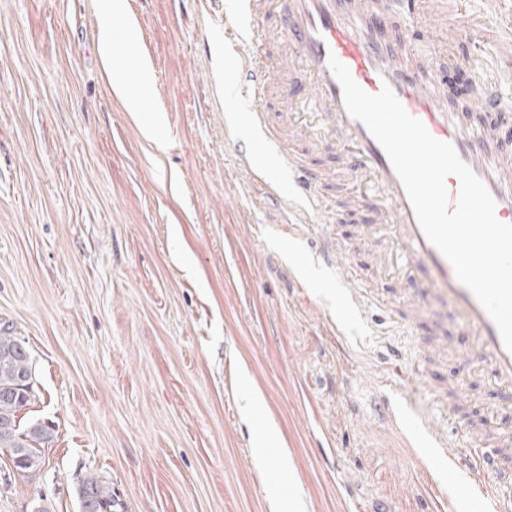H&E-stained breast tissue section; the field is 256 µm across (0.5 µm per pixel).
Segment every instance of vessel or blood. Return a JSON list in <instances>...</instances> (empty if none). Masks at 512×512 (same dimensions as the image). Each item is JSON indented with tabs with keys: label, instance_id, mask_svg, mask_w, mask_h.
Returning a JSON list of instances; mask_svg holds the SVG:
<instances>
[{
	"label": "vessel or blood",
	"instance_id": "1",
	"mask_svg": "<svg viewBox=\"0 0 512 512\" xmlns=\"http://www.w3.org/2000/svg\"><path fill=\"white\" fill-rule=\"evenodd\" d=\"M389 5L417 29H426L428 19L437 17L449 37L458 34L452 20L461 8L459 0H389ZM378 8L379 0H357L351 9L343 0H239V11L249 21L270 13L284 17L280 38L292 48L294 67L305 77L304 83L291 82L285 88L288 124L301 129L314 145L341 151L351 179L359 186L356 199L375 215L379 233L389 237L398 269L410 280L426 274L429 299L453 306L467 329V359L481 367L492 387L512 392V352L484 307L424 235L383 149L347 113L329 56H336L365 91L375 94L390 87L434 138L451 143L493 195L498 220L510 224L512 171L493 159L486 129L465 127L452 116L446 89L438 79L400 66L396 53L373 36L371 22ZM491 41L499 58L496 76L480 87L476 101L484 111L503 112L512 109V66L506 62L512 55V24L496 25ZM236 74L239 92L264 95L269 73L257 40H250L240 55ZM281 163L310 211L325 210L319 172L287 153ZM453 467L466 477H486L481 512H512V465L506 463L502 449H469L455 457Z\"/></svg>",
	"mask_w": 512,
	"mask_h": 512
}]
</instances>
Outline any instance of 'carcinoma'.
Masks as SVG:
<instances>
[{
	"mask_svg": "<svg viewBox=\"0 0 512 512\" xmlns=\"http://www.w3.org/2000/svg\"><path fill=\"white\" fill-rule=\"evenodd\" d=\"M34 398L33 369L26 341L10 326L0 327V450L22 455L16 468L33 474L44 463L42 448L52 441L51 428L32 423L20 428L18 413ZM80 512H116L118 503L103 477L87 476L79 490Z\"/></svg>",
	"mask_w": 512,
	"mask_h": 512,
	"instance_id": "carcinoma-1",
	"label": "carcinoma"
}]
</instances>
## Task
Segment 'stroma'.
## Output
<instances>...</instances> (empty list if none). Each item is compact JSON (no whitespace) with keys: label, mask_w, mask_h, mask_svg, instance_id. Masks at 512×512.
<instances>
[{"label":"stroma","mask_w":512,"mask_h":512,"mask_svg":"<svg viewBox=\"0 0 512 512\" xmlns=\"http://www.w3.org/2000/svg\"><path fill=\"white\" fill-rule=\"evenodd\" d=\"M114 52L154 95L131 111L98 53L96 0H0V324L31 354L36 396L22 425L52 427L35 476L0 451V512H79L85 475L110 478L117 512H476L473 481L439 491L444 458L387 405L419 404L448 454L502 447L512 412L459 347L453 309L424 306L421 281L390 276L387 238L344 203L342 158L288 128L277 90L291 66L266 47L267 94L251 99L282 145L340 185L327 212L281 213L261 188L271 158L243 166L225 138V0H122ZM459 35H381L431 71L450 55L484 79L491 47ZM155 123L153 137L143 133ZM343 249L318 267L324 237ZM367 291L353 310L340 274ZM258 400L244 418L241 376ZM276 428L293 479L265 485L254 433Z\"/></svg>","instance_id":"stroma-1"}]
</instances>
